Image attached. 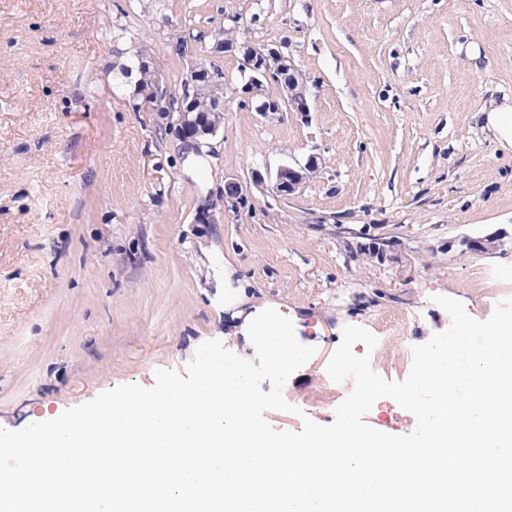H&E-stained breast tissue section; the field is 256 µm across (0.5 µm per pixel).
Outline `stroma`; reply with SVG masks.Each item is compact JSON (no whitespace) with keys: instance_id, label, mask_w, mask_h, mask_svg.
Segmentation results:
<instances>
[{"instance_id":"1","label":"stroma","mask_w":512,"mask_h":512,"mask_svg":"<svg viewBox=\"0 0 512 512\" xmlns=\"http://www.w3.org/2000/svg\"><path fill=\"white\" fill-rule=\"evenodd\" d=\"M231 27L293 55L310 118L241 102L243 59L215 49ZM124 47L176 92L194 66L223 72L204 167L137 108ZM505 97L512 0H0V425L152 386L208 340L255 359L248 325L269 307L316 349L282 389L298 414L266 412L274 429L334 421L350 384L326 366L344 326L377 336L375 373L405 379L413 346L451 323L433 296L478 320L512 298V256L460 246L512 235V147L482 112ZM315 151L299 194L255 185ZM365 421L416 425L388 397Z\"/></svg>"}]
</instances>
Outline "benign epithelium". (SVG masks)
<instances>
[{"label": "benign epithelium", "instance_id": "7a95c632", "mask_svg": "<svg viewBox=\"0 0 512 512\" xmlns=\"http://www.w3.org/2000/svg\"><path fill=\"white\" fill-rule=\"evenodd\" d=\"M218 52H237L243 57L244 70L240 82V95L254 105V111L264 118H271L280 112H299L309 118L311 112L312 91L301 69L292 56L282 50L278 44H258L246 37L231 41L217 40ZM277 83L278 93L270 95L266 88ZM176 98L164 77L156 75L153 86L142 97L146 111L158 112L163 106ZM201 119L191 108L178 107V117L174 126L185 140L186 147L199 150L202 139L214 136L219 130L216 123L199 125ZM320 156L310 154L305 160H292L276 169L275 174H267L271 189L279 195L292 196L300 192L310 178L319 170ZM461 246L469 249L478 247L483 255L508 253L507 242L499 233L478 238H464Z\"/></svg>", "mask_w": 512, "mask_h": 512}]
</instances>
